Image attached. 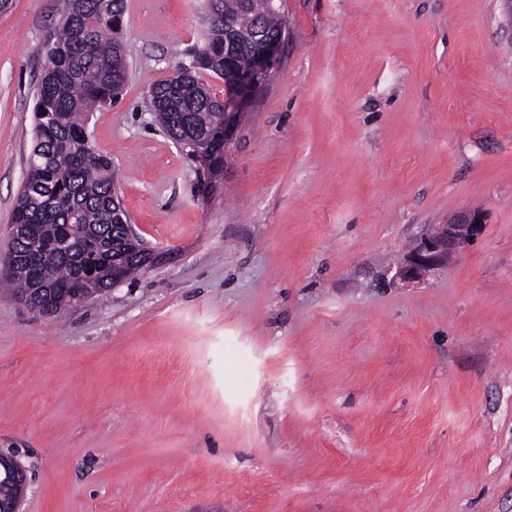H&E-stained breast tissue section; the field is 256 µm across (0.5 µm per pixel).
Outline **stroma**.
I'll use <instances>...</instances> for the list:
<instances>
[{
    "mask_svg": "<svg viewBox=\"0 0 512 512\" xmlns=\"http://www.w3.org/2000/svg\"><path fill=\"white\" fill-rule=\"evenodd\" d=\"M277 2V59L212 173L147 98L192 66L207 0H125V85L88 132L167 257L54 316L0 296L19 512H512V11ZM57 20L0 6V257ZM475 224H480L475 215L458 224H443L421 243L415 260L402 267L398 274L403 278L419 277L430 264L464 243L469 236L468 229L473 231Z\"/></svg>",
    "mask_w": 512,
    "mask_h": 512,
    "instance_id": "35a3bbf8",
    "label": "stroma"
}]
</instances>
